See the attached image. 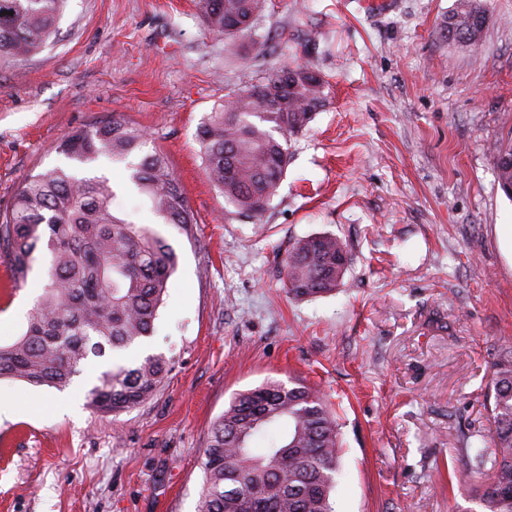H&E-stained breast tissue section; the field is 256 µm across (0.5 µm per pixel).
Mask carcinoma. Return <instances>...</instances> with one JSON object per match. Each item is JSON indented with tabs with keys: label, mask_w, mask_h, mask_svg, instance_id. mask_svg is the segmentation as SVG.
Here are the masks:
<instances>
[{
	"label": "carcinoma",
	"mask_w": 512,
	"mask_h": 512,
	"mask_svg": "<svg viewBox=\"0 0 512 512\" xmlns=\"http://www.w3.org/2000/svg\"><path fill=\"white\" fill-rule=\"evenodd\" d=\"M66 0H0V52L39 50L54 33ZM265 0H196L206 26L227 41L243 37ZM485 28L483 0H457L441 34ZM307 65L284 67L208 113L197 129L206 174L224 201L245 218L262 215L277 195L290 160L288 138L305 130L324 103L323 82ZM288 84V108L276 106ZM147 133L121 118L73 131L58 145L71 161L101 155L125 164L128 181L161 224L188 231L197 223L166 155L146 150ZM499 187H512V141L491 148ZM113 184L74 167L32 175L0 214V251L13 282H27L37 254L49 257L48 280L26 331L0 345V378L67 387L89 357L104 358L151 337L178 266L172 244L147 224L117 210ZM351 261L333 234L295 243L284 260L288 296L306 299L338 288ZM169 371L161 355L102 372L88 390L96 411L114 416L148 400ZM488 433L460 440L481 484V512H512V348L491 364ZM264 443L255 451L254 443ZM339 424L323 395L303 383L267 381L236 396L214 422L200 457V512H335L340 474Z\"/></svg>",
	"instance_id": "1"
}]
</instances>
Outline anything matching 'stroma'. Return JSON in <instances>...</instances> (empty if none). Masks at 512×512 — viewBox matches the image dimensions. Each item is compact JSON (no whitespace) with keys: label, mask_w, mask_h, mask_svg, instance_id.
<instances>
[{"label":"stroma","mask_w":512,"mask_h":512,"mask_svg":"<svg viewBox=\"0 0 512 512\" xmlns=\"http://www.w3.org/2000/svg\"><path fill=\"white\" fill-rule=\"evenodd\" d=\"M478 51L440 26L456 0H267L236 46L194 0H67L48 43L0 56V213L28 176L65 164L73 130L120 115L164 151L197 222L175 247L153 336L89 359L64 390L0 379V512H198L213 422L270 380L326 395L339 422L336 512H480L460 451L488 430L498 350L512 347V200L489 150L512 138V0H485ZM306 63L325 105L289 143L286 176L256 220L210 182L197 128L226 97ZM117 208L148 224L123 165L100 157ZM332 233L343 288L288 297L283 259ZM38 258L15 287L0 255V344L41 294ZM156 395L94 412L89 385L148 355Z\"/></svg>","instance_id":"stroma-1"}]
</instances>
